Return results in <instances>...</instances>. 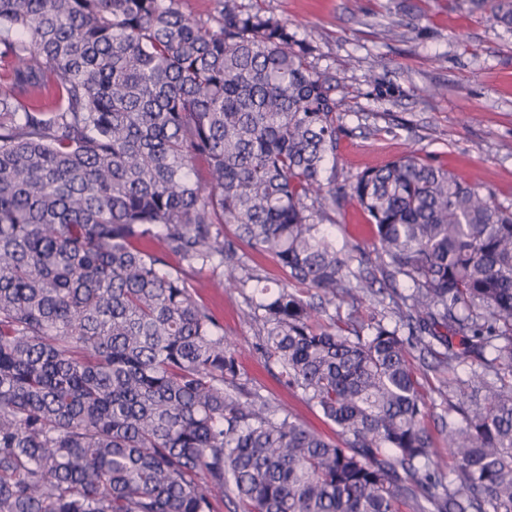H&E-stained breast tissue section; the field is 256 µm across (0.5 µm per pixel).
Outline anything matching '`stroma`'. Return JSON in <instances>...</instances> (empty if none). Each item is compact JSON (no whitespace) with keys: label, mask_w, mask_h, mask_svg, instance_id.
<instances>
[{"label":"stroma","mask_w":512,"mask_h":512,"mask_svg":"<svg viewBox=\"0 0 512 512\" xmlns=\"http://www.w3.org/2000/svg\"><path fill=\"white\" fill-rule=\"evenodd\" d=\"M288 23L314 45L317 70L331 77L343 132L336 180L411 152L424 162L479 176L497 203L512 206V32L472 0H236ZM396 37L386 38V28ZM339 243L373 252L374 233L354 228L369 218L357 201L336 215ZM205 267L198 300L237 344L251 387L327 439L336 427L315 413L265 363L258 329L240 317L251 289L209 287Z\"/></svg>","instance_id":"35a3bbf8"}]
</instances>
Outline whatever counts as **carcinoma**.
<instances>
[{
  "label": "carcinoma",
  "mask_w": 512,
  "mask_h": 512,
  "mask_svg": "<svg viewBox=\"0 0 512 512\" xmlns=\"http://www.w3.org/2000/svg\"><path fill=\"white\" fill-rule=\"evenodd\" d=\"M312 53L235 0H0V512H512V210L414 154L337 183ZM349 198L373 258L326 227ZM199 265L253 283L261 355L336 440L249 387ZM379 275L408 293L365 321ZM414 351L478 365L437 388L448 462ZM244 251L249 256L248 264L263 278L266 279L265 284L274 287L277 280L281 279L283 273L276 262L268 256H259L253 253L248 247H244Z\"/></svg>",
  "instance_id": "carcinoma-1"
}]
</instances>
